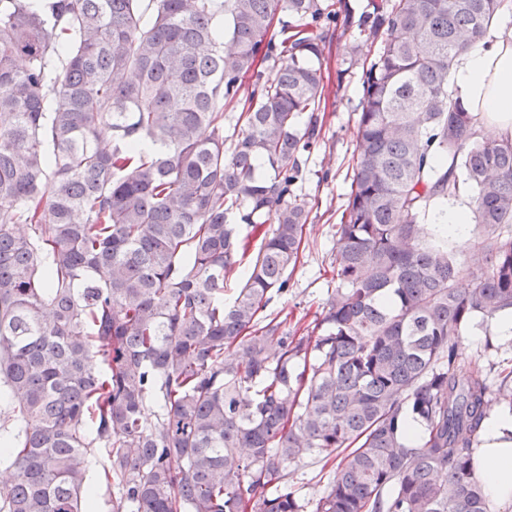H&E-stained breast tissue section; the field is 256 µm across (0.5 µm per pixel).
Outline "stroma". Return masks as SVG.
Instances as JSON below:
<instances>
[{
	"mask_svg": "<svg viewBox=\"0 0 512 512\" xmlns=\"http://www.w3.org/2000/svg\"><path fill=\"white\" fill-rule=\"evenodd\" d=\"M330 45L322 61L326 100L323 128L305 166L299 191L308 203L309 216L299 251V261L288 279V289L266 309L268 315L296 323L300 318L321 317L333 276L336 226L352 179L357 156V119L361 110V66L342 73L345 37L339 29L328 31ZM462 353L468 362H479L489 379L512 367V342L486 343L476 331L463 336ZM336 461L306 459L289 464L290 483L306 512H313L327 490Z\"/></svg>",
	"mask_w": 512,
	"mask_h": 512,
	"instance_id": "35a3bbf8",
	"label": "stroma"
}]
</instances>
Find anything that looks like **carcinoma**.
Instances as JSON below:
<instances>
[{
    "mask_svg": "<svg viewBox=\"0 0 512 512\" xmlns=\"http://www.w3.org/2000/svg\"><path fill=\"white\" fill-rule=\"evenodd\" d=\"M503 4L0 0V383L23 422L0 442V512H92L95 445L112 512H303L286 464L333 456L314 512H487L472 449L490 397L512 408V370L493 386L460 346L512 310V136L478 137L450 79ZM335 20L351 56L380 49L336 286L320 334L299 337L264 312L308 220L324 81L309 60ZM464 196L478 263L425 234ZM241 224L260 244L226 301Z\"/></svg>",
    "mask_w": 512,
    "mask_h": 512,
    "instance_id": "carcinoma-1",
    "label": "carcinoma"
}]
</instances>
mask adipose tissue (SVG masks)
<instances>
[{
  "mask_svg": "<svg viewBox=\"0 0 512 512\" xmlns=\"http://www.w3.org/2000/svg\"><path fill=\"white\" fill-rule=\"evenodd\" d=\"M491 45L474 44L456 61L451 82L462 106L481 112L486 137L512 134V27L494 20ZM491 512H512V410L487 408L485 442L472 455Z\"/></svg>",
  "mask_w": 512,
  "mask_h": 512,
  "instance_id": "ef3b65f1",
  "label": "adipose tissue"
}]
</instances>
